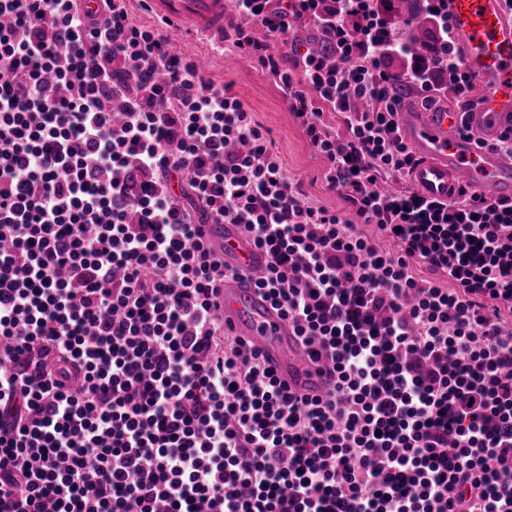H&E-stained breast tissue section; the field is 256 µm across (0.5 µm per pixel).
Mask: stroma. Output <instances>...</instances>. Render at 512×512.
I'll return each instance as SVG.
<instances>
[{
  "mask_svg": "<svg viewBox=\"0 0 512 512\" xmlns=\"http://www.w3.org/2000/svg\"><path fill=\"white\" fill-rule=\"evenodd\" d=\"M175 52L192 57L206 77L231 86L273 144L286 175L305 199L339 212L349 206L324 177L326 160L310 145L302 128L287 110L285 96L275 78L255 59L237 51L232 42L218 47L201 36L188 34L172 44Z\"/></svg>",
  "mask_w": 512,
  "mask_h": 512,
  "instance_id": "stroma-1",
  "label": "stroma"
}]
</instances>
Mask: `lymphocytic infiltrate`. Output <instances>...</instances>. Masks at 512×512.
I'll return each instance as SVG.
<instances>
[{"label":"lymphocytic infiltrate","mask_w":512,"mask_h":512,"mask_svg":"<svg viewBox=\"0 0 512 512\" xmlns=\"http://www.w3.org/2000/svg\"><path fill=\"white\" fill-rule=\"evenodd\" d=\"M236 2L234 46L348 212L307 202L229 86L127 0H0V512H512V200L405 185L403 82L446 76L461 107L472 83L444 0H424L433 59L394 44L386 0ZM275 5L335 68L281 65L251 31ZM204 224L265 252L254 282L326 395L218 320Z\"/></svg>","instance_id":"lymphocytic-infiltrate-1"}]
</instances>
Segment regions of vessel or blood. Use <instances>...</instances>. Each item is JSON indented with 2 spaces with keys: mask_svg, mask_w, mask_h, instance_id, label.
Returning <instances> with one entry per match:
<instances>
[{
  "mask_svg": "<svg viewBox=\"0 0 512 512\" xmlns=\"http://www.w3.org/2000/svg\"><path fill=\"white\" fill-rule=\"evenodd\" d=\"M170 32L188 29L220 46L227 21L235 19L236 0H144ZM452 35L460 45L480 92L467 112L440 100L405 108L399 123L416 165L410 180L431 200L448 201L460 187L487 202L512 199V157L491 151L489 142L512 128V6L507 0H448ZM468 124L469 133L459 130ZM206 242L227 264L244 268L246 277H228L220 290L218 315L232 334L256 348L278 378L299 394L321 395L327 377L313 363L287 322L254 288L252 273L267 264L234 224H206Z\"/></svg>",
  "mask_w": 512,
  "mask_h": 512,
  "instance_id": "obj_1",
  "label": "vessel or blood"
}]
</instances>
